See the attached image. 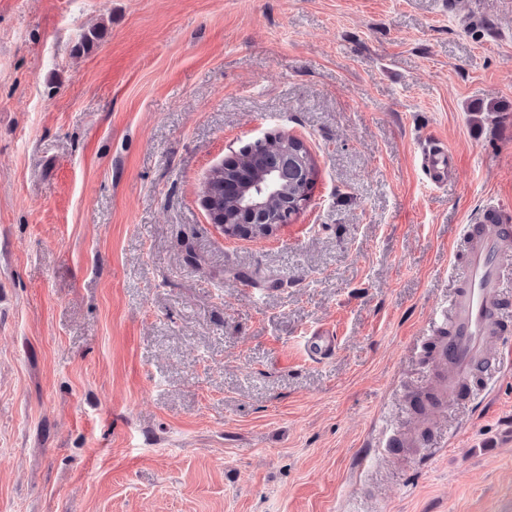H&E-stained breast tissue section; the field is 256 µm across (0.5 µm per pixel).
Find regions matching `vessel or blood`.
<instances>
[{"instance_id":"vessel-or-blood-1","label":"vessel or blood","mask_w":512,"mask_h":512,"mask_svg":"<svg viewBox=\"0 0 512 512\" xmlns=\"http://www.w3.org/2000/svg\"><path fill=\"white\" fill-rule=\"evenodd\" d=\"M421 164L427 181L438 186L447 182L455 155L444 147L430 149ZM462 240L466 259L453 268L447 308L432 320L433 330L448 332L436 350L438 413L462 401L476 377L512 366V338L502 333L512 317V298L503 291L508 272L499 262L500 253L512 245V226L501 223L497 209L488 208L479 223L464 226ZM495 337L500 345L492 354L489 342ZM301 346L309 359L322 361L335 355L337 338L333 331L316 328L303 336Z\"/></svg>"}]
</instances>
